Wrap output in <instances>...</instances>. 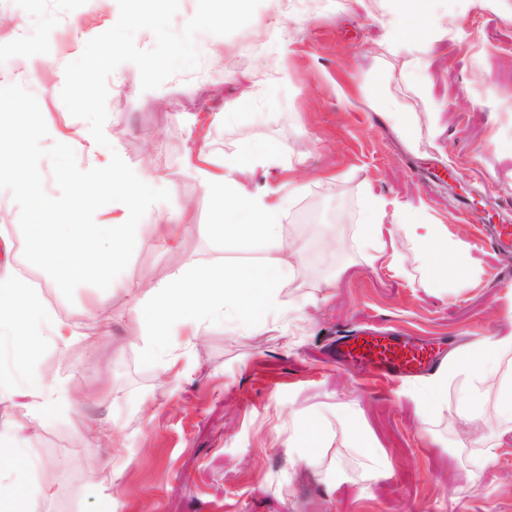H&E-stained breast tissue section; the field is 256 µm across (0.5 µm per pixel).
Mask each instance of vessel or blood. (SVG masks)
I'll return each mask as SVG.
<instances>
[{"instance_id": "1", "label": "vessel or blood", "mask_w": 512, "mask_h": 512, "mask_svg": "<svg viewBox=\"0 0 512 512\" xmlns=\"http://www.w3.org/2000/svg\"><path fill=\"white\" fill-rule=\"evenodd\" d=\"M344 357L382 366L396 375H409L430 366L434 356L425 346L401 336H350L343 343Z\"/></svg>"}]
</instances>
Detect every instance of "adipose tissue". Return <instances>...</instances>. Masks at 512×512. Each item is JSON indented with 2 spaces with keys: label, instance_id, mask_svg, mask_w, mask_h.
<instances>
[{
  "label": "adipose tissue",
  "instance_id": "ef3b65f1",
  "mask_svg": "<svg viewBox=\"0 0 512 512\" xmlns=\"http://www.w3.org/2000/svg\"><path fill=\"white\" fill-rule=\"evenodd\" d=\"M428 12L426 0H410L389 21L388 44L400 69L416 64L415 59L402 55V46L425 42L430 36ZM31 130L24 112L0 86V154L14 149ZM276 159L269 146L250 144L242 152L225 157L223 176L203 174L204 190L218 216L216 223L207 225V234L218 239L232 236L259 242L269 255L263 262L248 267L192 264L178 273L171 284L152 289L146 304L136 313L151 347H165L169 337L184 329H197L208 319L234 322L240 308L255 303L276 308L275 288L288 277L291 260L298 255L297 250L286 248L281 221L289 196L296 194L299 187L291 185L287 195L270 201L250 194L235 178L243 169L264 166ZM2 179L45 216V223L31 228L33 247L29 260L39 266L57 267L63 283L84 275L109 282L113 266L121 259L116 246L128 241L135 231L133 218L151 183L147 177H127L115 162L99 166L95 174L97 187L111 190L113 196L122 199L125 214L123 219L109 224H80L68 208L42 194L40 176L31 160L11 161L7 168L0 169ZM398 223L427 255L435 283L465 276L469 268L465 246L449 239L445 225L432 222L419 212L400 213ZM44 326L55 342L64 346L75 336L71 325L52 317L43 307L36 289L30 288L12 269H0V332L13 338L16 367L12 374L0 371V394L25 387L38 397L37 414L49 418L71 408L73 401L63 387L48 384L35 368L42 346L40 329ZM511 352L512 335L469 345L436 371L428 390L430 403L442 402L452 372H464L471 381L459 400L460 407L467 412L480 409L484 384L497 381V419L503 430L512 432V377L502 376L500 371L502 355Z\"/></svg>",
  "mask_w": 512,
  "mask_h": 512
}]
</instances>
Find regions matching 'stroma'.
I'll return each mask as SVG.
<instances>
[{
  "label": "stroma",
  "mask_w": 512,
  "mask_h": 512,
  "mask_svg": "<svg viewBox=\"0 0 512 512\" xmlns=\"http://www.w3.org/2000/svg\"><path fill=\"white\" fill-rule=\"evenodd\" d=\"M398 3L304 0L285 15L262 0L244 28L198 34L199 67L154 90L123 63L107 80L103 147L62 102V66L116 23L117 0H0V81L43 130L25 143L42 192L70 205L63 172L93 177L115 153L159 177L107 288L86 279L59 289L50 269L30 265L39 215L0 184V259L78 333L64 349L44 341L37 363L78 399L76 411L45 419L33 396L0 398V429L23 431L39 512H100L106 501L112 512H512V432L497 427L496 389L461 417L464 374L450 375L445 404L431 406L427 375L396 380L332 358L343 337L381 333L415 337L441 361L492 338L512 314V248L492 237L512 225V0H433V31L410 47L418 64L404 73L383 50ZM386 107L408 114L415 142ZM247 139L279 157L241 174L251 192L301 186L282 219L301 257L281 307L233 326L205 321L149 354L133 308L150 288L192 263L266 256L205 233L217 213L188 163L200 146L223 173ZM369 193L386 202L373 245L362 226ZM403 209L464 243L465 280L431 285L429 260L396 224ZM160 216L180 220L176 246L152 230ZM90 423L111 439H90ZM311 426L314 453L303 435ZM106 464L104 490L96 474Z\"/></svg>",
  "instance_id": "stroma-1"
}]
</instances>
